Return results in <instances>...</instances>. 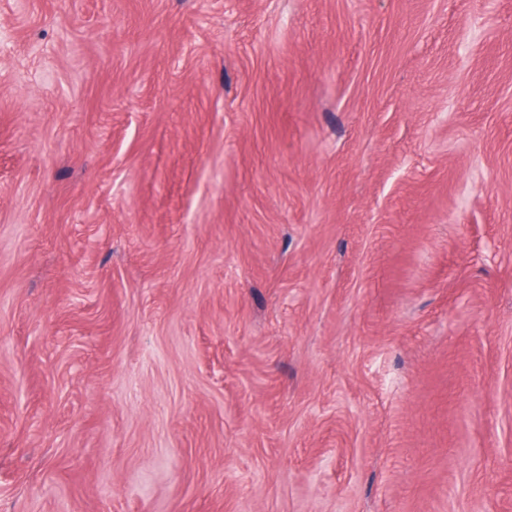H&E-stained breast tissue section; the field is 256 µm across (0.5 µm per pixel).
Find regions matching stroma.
<instances>
[{
	"instance_id": "1",
	"label": "stroma",
	"mask_w": 512,
	"mask_h": 512,
	"mask_svg": "<svg viewBox=\"0 0 512 512\" xmlns=\"http://www.w3.org/2000/svg\"><path fill=\"white\" fill-rule=\"evenodd\" d=\"M0 512H512V0H0Z\"/></svg>"
}]
</instances>
